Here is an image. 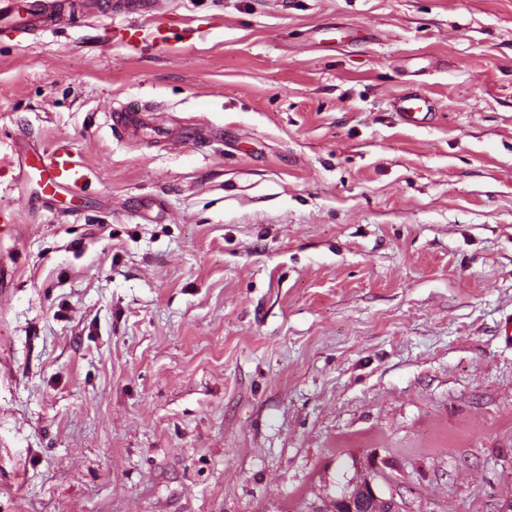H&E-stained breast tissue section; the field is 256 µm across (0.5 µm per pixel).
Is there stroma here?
Instances as JSON below:
<instances>
[{"label":"stroma","instance_id":"1","mask_svg":"<svg viewBox=\"0 0 512 512\" xmlns=\"http://www.w3.org/2000/svg\"><path fill=\"white\" fill-rule=\"evenodd\" d=\"M0 209V512L512 502V0L0 24ZM41 175H46V187L52 192L80 194L92 181L93 172L82 156L71 147L60 144L37 154ZM374 480L371 473L352 479L346 494L343 492L336 497L341 499L334 500L329 508L317 512H399V504L393 495L383 498L376 493Z\"/></svg>","mask_w":512,"mask_h":512}]
</instances>
